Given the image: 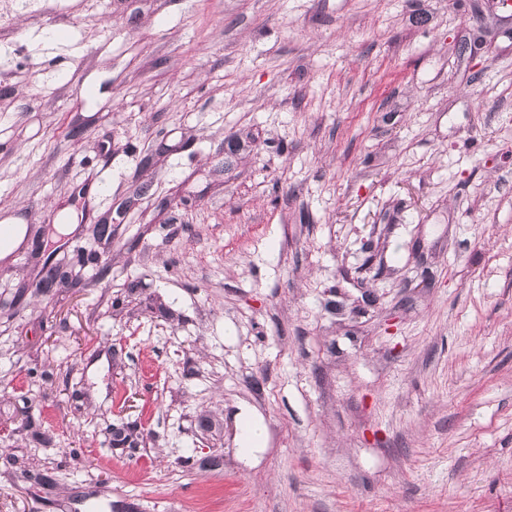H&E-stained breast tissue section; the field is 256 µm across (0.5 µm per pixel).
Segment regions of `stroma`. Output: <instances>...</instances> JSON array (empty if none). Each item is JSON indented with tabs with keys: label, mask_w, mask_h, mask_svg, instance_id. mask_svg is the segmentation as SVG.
Returning <instances> with one entry per match:
<instances>
[{
	"label": "stroma",
	"mask_w": 512,
	"mask_h": 512,
	"mask_svg": "<svg viewBox=\"0 0 512 512\" xmlns=\"http://www.w3.org/2000/svg\"><path fill=\"white\" fill-rule=\"evenodd\" d=\"M8 216L0 512H512V0H0ZM238 428V445L239 448H242L241 452L243 454H251L265 444V425L263 424L260 416H258L252 410L243 409L239 413Z\"/></svg>",
	"instance_id": "stroma-1"
}]
</instances>
